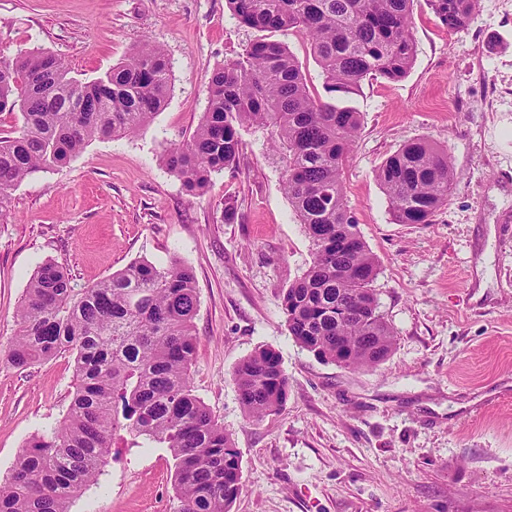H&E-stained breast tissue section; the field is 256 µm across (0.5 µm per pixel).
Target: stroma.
<instances>
[{
  "label": "stroma",
  "mask_w": 512,
  "mask_h": 512,
  "mask_svg": "<svg viewBox=\"0 0 512 512\" xmlns=\"http://www.w3.org/2000/svg\"><path fill=\"white\" fill-rule=\"evenodd\" d=\"M416 54L405 79L363 81V128L344 183L378 262L379 310L396 343L373 368L317 359L289 335L282 293L311 264L263 129L241 132L234 172L191 196L161 155L207 108V84L253 42L227 0H0V56L58 55L91 81L149 40L172 64L167 103L139 135L95 140L14 192L0 224V349L46 261L77 286L130 262L179 258L199 304L194 393L240 454L231 512H512V0H480L451 31L415 0ZM446 149L456 179L429 224L394 223L378 167L408 141ZM233 196V218L224 198ZM281 357L284 409L249 421L233 374L256 348ZM74 390L62 354L0 363V483L26 443L62 421ZM165 448H125L71 512H176Z\"/></svg>",
  "instance_id": "35a3bbf8"
}]
</instances>
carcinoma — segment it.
Wrapping results in <instances>:
<instances>
[{
	"instance_id": "carcinoma-1",
	"label": "carcinoma",
	"mask_w": 512,
	"mask_h": 512,
	"mask_svg": "<svg viewBox=\"0 0 512 512\" xmlns=\"http://www.w3.org/2000/svg\"><path fill=\"white\" fill-rule=\"evenodd\" d=\"M414 0H227L246 27L293 29L310 43L326 93L354 94L369 77L404 79L415 58ZM439 21L466 27L480 0H427ZM171 64L144 42L104 76L81 82L55 54L0 57V112L21 126L0 137V220L29 175L61 167L95 139L133 136L164 106ZM208 106L190 136L162 161L194 196L233 170L244 128L268 131L282 163L283 190L312 247L309 268L283 292L288 333L322 361L365 369L385 361L394 332L372 288L377 261L348 210L344 169L361 113L313 94L296 57L258 39L214 70ZM397 224H427L448 203L455 174L448 152L425 139L404 144L376 172ZM198 292L193 269L134 261L84 288L52 262L30 278L6 354L17 369L73 357L75 389L63 420L31 438L0 485V512H69L95 483L112 449L167 448L177 512H231L241 459L229 434L193 393L189 369ZM246 417L280 412L288 377L279 354L260 347L237 366Z\"/></svg>"
}]
</instances>
